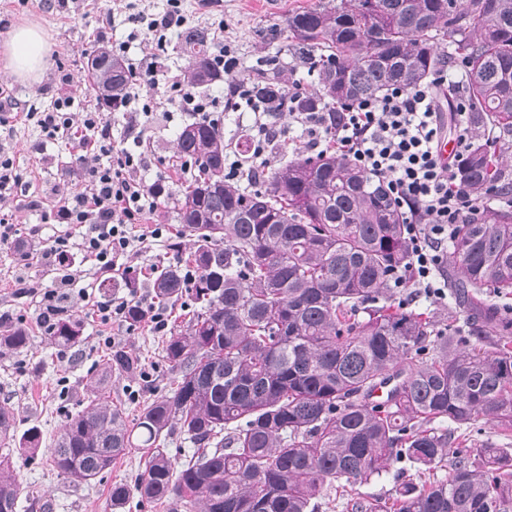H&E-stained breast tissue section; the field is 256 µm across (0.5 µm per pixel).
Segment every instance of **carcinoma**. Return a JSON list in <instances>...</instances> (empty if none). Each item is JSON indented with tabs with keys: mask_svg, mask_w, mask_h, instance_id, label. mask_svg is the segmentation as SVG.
Returning a JSON list of instances; mask_svg holds the SVG:
<instances>
[{
	"mask_svg": "<svg viewBox=\"0 0 512 512\" xmlns=\"http://www.w3.org/2000/svg\"><path fill=\"white\" fill-rule=\"evenodd\" d=\"M293 54L316 75L312 94L288 90L277 72L259 70L250 98L277 121L286 112H335L416 87L445 68L467 80L439 90L448 107L462 97L470 130L460 172L481 199L512 190L501 142L512 137V0H321L285 19ZM448 38V49L440 39ZM215 37L190 27L175 49L187 81H224ZM99 97L124 107L132 82L124 60L103 43L88 62ZM246 185L226 178V145L208 118L182 128L176 152L197 168L181 184L179 223L193 237L185 265L156 268L154 297L186 302L188 319L162 348L177 375L134 425L112 405V372L136 374L140 360L116 349L93 376L90 395L67 417L48 460L66 481L88 483L130 448H145L134 486L112 485V508L136 492L170 512H318L331 492L366 482L392 466L442 469L418 486L406 482L392 503L364 498L350 512H512V450L457 448L483 417L512 436V196L481 208L456 227L446 264L466 318L450 324L391 302L395 274L410 259L402 216L385 188L335 151L293 152L269 172L255 169L251 139L237 143ZM123 284L126 321L145 323L140 284L124 272L99 287ZM62 352L83 342V324L53 319ZM23 325L0 330V350L20 351ZM408 359L417 363L402 368ZM397 380L388 400L375 388ZM452 427L440 430L435 421ZM195 451L177 466L164 448L174 431ZM41 430L15 433L14 412L0 404V512H18L23 487L12 454L38 458Z\"/></svg>",
	"mask_w": 512,
	"mask_h": 512,
	"instance_id": "carcinoma-1",
	"label": "carcinoma"
}]
</instances>
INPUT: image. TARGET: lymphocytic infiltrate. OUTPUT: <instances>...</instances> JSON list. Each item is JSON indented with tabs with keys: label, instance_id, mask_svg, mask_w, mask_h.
<instances>
[{
	"label": "lymphocytic infiltrate",
	"instance_id": "1",
	"mask_svg": "<svg viewBox=\"0 0 512 512\" xmlns=\"http://www.w3.org/2000/svg\"><path fill=\"white\" fill-rule=\"evenodd\" d=\"M132 21L144 25L147 42L155 56L164 53L173 29L183 27L182 0H168L158 17L137 12ZM144 84L164 79L169 100L181 111L205 113L209 104L188 86L182 74L159 76L152 61L131 64ZM448 83L447 71H438L430 85L389 89L377 98H366L336 109L335 123L322 112H297L293 119L308 136L306 147L336 149L361 171L377 179L399 207L412 243L411 262L394 281L395 287L412 286L430 297L444 298L448 282L442 274L446 246L457 225L479 211L482 202L472 197L459 179L460 164L468 147V128L458 125L455 148L440 156L444 121L436 105L435 91ZM38 124L48 138L78 132L91 155L84 167L80 189L63 190L53 220L83 225L80 242L57 237L49 257L63 272L58 288L41 297L38 322L49 328L52 317L63 310L67 289L75 282L69 263L79 251L98 270L116 269L121 257L131 252L140 238L134 224L154 213L160 201L155 185L146 184L138 172L144 153L116 147L102 110L75 111L68 86H61L51 110L41 112Z\"/></svg>",
	"mask_w": 512,
	"mask_h": 512
}]
</instances>
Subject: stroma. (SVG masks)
I'll return each instance as SVG.
<instances>
[{
  "label": "stroma",
  "mask_w": 512,
  "mask_h": 512,
  "mask_svg": "<svg viewBox=\"0 0 512 512\" xmlns=\"http://www.w3.org/2000/svg\"><path fill=\"white\" fill-rule=\"evenodd\" d=\"M318 0H186L189 23L209 29L223 27L224 46L236 59V67L225 75L221 85L201 89L200 94L213 106L224 127V141L230 146L227 161H234L233 146L251 133L255 116L249 110L229 108V94L243 77L256 70L276 65L288 86L308 93L315 88V78L297 66L291 54L284 50L288 39L283 33L284 20L295 10L311 7ZM136 10L162 13L165 0H0V33L12 26L33 20L49 35L51 51L49 67L42 83L34 89L10 81L0 82V90L9 95L14 109L9 126L0 127V155L10 157L23 181V190L8 204L0 207V218L15 224L18 237L40 243L43 251L54 239L70 234L79 239L81 229L72 224H54L44 220L46 212L57 204L58 186L72 189L80 185L83 148L78 138L47 139L38 127L34 115L51 107L57 96L59 78L69 75L71 90L78 107L95 108L96 91L86 78L88 57L98 40L112 45L129 43L130 58H141L144 45L130 40L131 24L126 21L125 6ZM113 13L111 25H102L105 13ZM196 113L179 111L164 103L142 121L143 150L146 164L140 176L146 182L162 181L171 192L177 191L178 178H190V170H177L176 138L182 127L195 121ZM164 224L169 238H149L148 230ZM174 201L162 200L157 210L142 223L134 225L135 234L147 239L122 261L123 268L133 270L140 282L138 297L144 304L154 302L151 288L153 269L159 263H174L178 257L167 248L169 239H181L190 246V236L181 232ZM41 254L18 249L13 242L0 241V319L25 325L31 341L25 350L0 355V403L14 410L15 427L24 431L39 426L43 448L53 447L68 413L78 408L97 367L115 349L137 355L142 370L135 376L116 374L109 393L114 405L121 407L128 418H135L144 405L174 386L175 376L161 358L166 333L156 332L151 324L137 326L125 321L101 324L94 311L95 302L110 299L121 301L127 292L122 288L103 292L99 283L103 272L83 257H76L74 267L79 277L77 292L66 304L65 316L84 324L81 346L66 352L58 351L38 325L41 295L55 287L59 280L52 262ZM90 287L89 299H81L78 291ZM147 451L129 449L113 464L111 470L87 484L66 482L45 461L15 459L17 477L25 491L20 512H116L112 509L110 489L113 483L134 484L144 468ZM416 469L405 472L390 470L381 477L354 485L338 492L335 500L323 504L319 512H346V503L353 497L392 500L396 487L403 482L418 480Z\"/></svg>",
  "instance_id": "1"
}]
</instances>
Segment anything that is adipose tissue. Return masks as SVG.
I'll return each instance as SVG.
<instances>
[{"label": "adipose tissue", "mask_w": 512, "mask_h": 512, "mask_svg": "<svg viewBox=\"0 0 512 512\" xmlns=\"http://www.w3.org/2000/svg\"><path fill=\"white\" fill-rule=\"evenodd\" d=\"M49 51L50 43L40 24H17L0 34V73L26 86H36L46 74Z\"/></svg>", "instance_id": "adipose-tissue-1"}]
</instances>
